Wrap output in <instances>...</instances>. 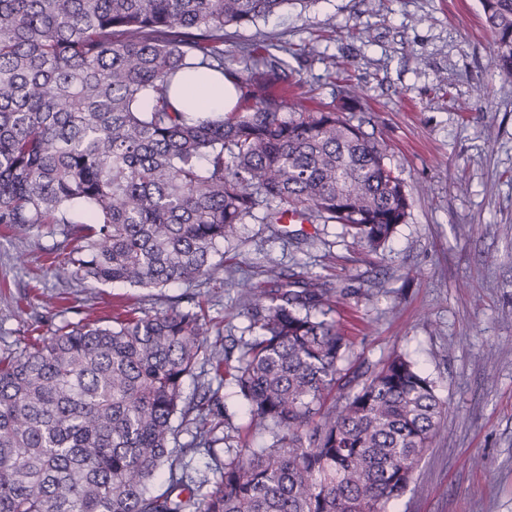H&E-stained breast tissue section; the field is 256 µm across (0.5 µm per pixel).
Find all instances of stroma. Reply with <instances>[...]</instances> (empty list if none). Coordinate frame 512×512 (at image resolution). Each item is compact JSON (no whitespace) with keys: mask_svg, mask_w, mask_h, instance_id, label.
Segmentation results:
<instances>
[{"mask_svg":"<svg viewBox=\"0 0 512 512\" xmlns=\"http://www.w3.org/2000/svg\"><path fill=\"white\" fill-rule=\"evenodd\" d=\"M266 47L288 64L273 92L329 105L361 88L362 111L385 126L391 162L411 190L406 224L363 259L340 226L304 225L307 241L249 220L214 275L165 288L57 278L55 225L0 227V348L51 335L65 321L202 305L230 358L248 324L235 283L270 267L328 277L340 295L351 366L410 353L445 413L394 512H512V76L492 62L479 0H313L224 33L225 55ZM232 446L248 432L232 383L219 391Z\"/></svg>","mask_w":512,"mask_h":512,"instance_id":"35a3bbf8","label":"stroma"}]
</instances>
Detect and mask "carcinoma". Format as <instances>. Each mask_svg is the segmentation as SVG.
Returning a JSON list of instances; mask_svg holds the SVG:
<instances>
[{
  "instance_id": "1",
  "label": "carcinoma",
  "mask_w": 512,
  "mask_h": 512,
  "mask_svg": "<svg viewBox=\"0 0 512 512\" xmlns=\"http://www.w3.org/2000/svg\"><path fill=\"white\" fill-rule=\"evenodd\" d=\"M290 2L0 0V225L55 224L57 272L145 288L214 273L259 211L263 224H338L379 253L410 197L383 134L352 112L358 92L286 120L271 92L285 60L224 57L225 29ZM480 3L493 62L512 75V0ZM200 68L231 77L244 108L175 104ZM234 286L253 333L234 365L207 344L201 309L116 310L0 350V512H391L445 410L434 381L401 351L352 370L318 273ZM227 379L271 443L221 459L212 385ZM202 448L219 477L201 496L209 479L185 458Z\"/></svg>"
}]
</instances>
